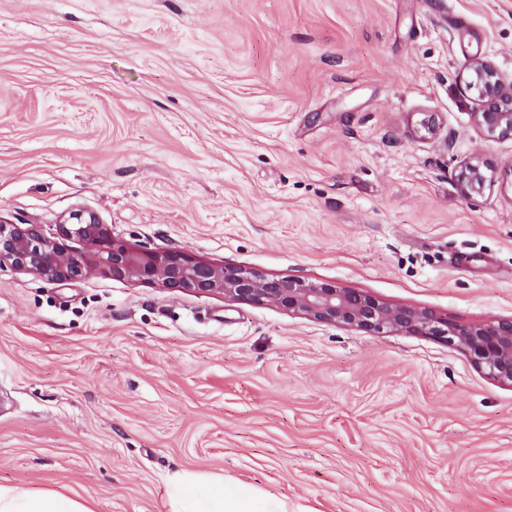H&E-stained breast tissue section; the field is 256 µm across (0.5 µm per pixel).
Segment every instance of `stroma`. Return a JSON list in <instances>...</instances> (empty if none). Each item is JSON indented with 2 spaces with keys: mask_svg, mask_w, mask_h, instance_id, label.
Returning a JSON list of instances; mask_svg holds the SVG:
<instances>
[{
  "mask_svg": "<svg viewBox=\"0 0 512 512\" xmlns=\"http://www.w3.org/2000/svg\"><path fill=\"white\" fill-rule=\"evenodd\" d=\"M471 56L512 76V0H0V219L512 318V138L474 128ZM183 471L512 512V386L429 336L0 266V486L168 512ZM458 182L467 196L482 195L491 182L483 161L478 157L468 159L458 174Z\"/></svg>",
  "mask_w": 512,
  "mask_h": 512,
  "instance_id": "1",
  "label": "stroma"
}]
</instances>
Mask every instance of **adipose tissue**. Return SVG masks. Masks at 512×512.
<instances>
[{
    "label": "adipose tissue",
    "mask_w": 512,
    "mask_h": 512,
    "mask_svg": "<svg viewBox=\"0 0 512 512\" xmlns=\"http://www.w3.org/2000/svg\"><path fill=\"white\" fill-rule=\"evenodd\" d=\"M170 512H288L287 502L272 494L246 489L234 480L204 478L180 472L168 479ZM0 512H85L60 494H33L0 488Z\"/></svg>",
    "instance_id": "1"
}]
</instances>
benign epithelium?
Here are the masks:
<instances>
[{
	"mask_svg": "<svg viewBox=\"0 0 512 512\" xmlns=\"http://www.w3.org/2000/svg\"><path fill=\"white\" fill-rule=\"evenodd\" d=\"M466 90L476 102L473 126L487 137H512V78L487 60L465 65ZM483 161L468 159L458 182L468 196L484 193ZM77 240L90 255L69 251L63 241ZM48 281L74 280L100 267L115 278L162 288L218 295L229 301L273 305L324 323L377 333L430 336L454 345L494 380L512 385V319L461 324L433 312L381 301L365 292L314 283L294 276H268L254 270L194 257L183 251L136 250L114 242L96 214L70 212L58 224V237L44 236L35 224L22 227L0 219V264Z\"/></svg>",
	"mask_w": 512,
	"mask_h": 512,
	"instance_id": "benign-epithelium-1",
	"label": "benign epithelium"
}]
</instances>
